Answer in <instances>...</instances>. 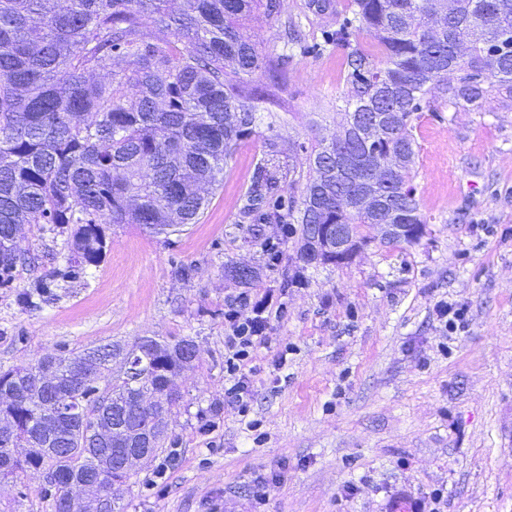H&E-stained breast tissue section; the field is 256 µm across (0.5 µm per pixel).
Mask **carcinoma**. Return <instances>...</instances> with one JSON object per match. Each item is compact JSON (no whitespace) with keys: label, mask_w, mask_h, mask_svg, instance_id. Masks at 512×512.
Here are the masks:
<instances>
[{"label":"carcinoma","mask_w":512,"mask_h":512,"mask_svg":"<svg viewBox=\"0 0 512 512\" xmlns=\"http://www.w3.org/2000/svg\"><path fill=\"white\" fill-rule=\"evenodd\" d=\"M260 7L277 14L280 0H0V286L31 260L20 248L26 224L70 233L72 255L21 293L24 304L98 263L103 223L154 234L197 223L253 122L231 82L271 68L240 30ZM328 41L348 49L338 128L367 125L370 137L316 140L284 215L263 211L283 206L286 174L262 160L242 206L257 222L300 225L298 258L314 267L331 262L314 224L350 225V256L361 224H425L414 121L438 101L480 112L512 97V0H352ZM366 193L374 206L359 204ZM193 346L139 338L118 348L116 368L88 350L55 355L53 382L40 360L0 370V438L25 449L12 458L0 444V480L30 469L58 477L43 486L54 512L73 472L92 481V496L112 491L128 478L113 447L130 442L104 443L101 430L121 417L131 435L152 438L156 456L181 399L176 381L198 359Z\"/></svg>","instance_id":"1"}]
</instances>
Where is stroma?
I'll return each mask as SVG.
<instances>
[{"instance_id":"1","label":"stroma","mask_w":512,"mask_h":512,"mask_svg":"<svg viewBox=\"0 0 512 512\" xmlns=\"http://www.w3.org/2000/svg\"><path fill=\"white\" fill-rule=\"evenodd\" d=\"M280 2L244 22L275 66L249 79L254 121L198 223L169 236L103 225L98 265L36 307L19 299L36 273L17 267L0 287V367L141 336L195 341L171 444L121 486L124 512H384L399 492L428 512H512V97L417 121L418 243L365 224L348 262L305 267L299 237L245 217L242 199L269 149L299 172L325 136L319 120L348 88L346 50L324 34L351 0ZM243 262L260 269L248 286L227 272ZM242 295L241 314L265 308L267 323L238 404L224 395V314ZM442 303L464 309L456 328ZM42 485L34 471L0 482V512H53Z\"/></svg>"}]
</instances>
